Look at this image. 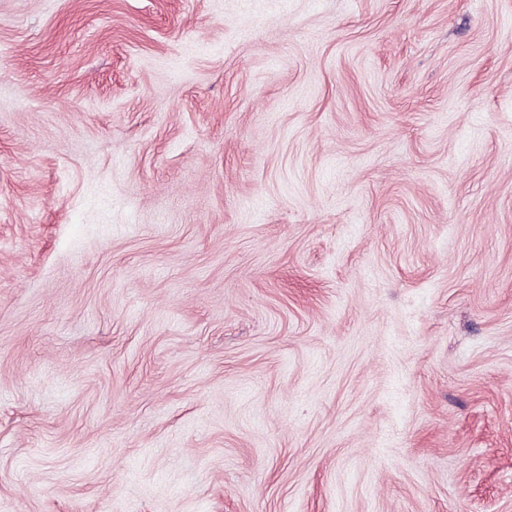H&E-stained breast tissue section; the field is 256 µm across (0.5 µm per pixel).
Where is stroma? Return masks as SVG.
<instances>
[{
    "label": "stroma",
    "mask_w": 512,
    "mask_h": 512,
    "mask_svg": "<svg viewBox=\"0 0 512 512\" xmlns=\"http://www.w3.org/2000/svg\"><path fill=\"white\" fill-rule=\"evenodd\" d=\"M0 512H512V0H0Z\"/></svg>",
    "instance_id": "obj_1"
}]
</instances>
